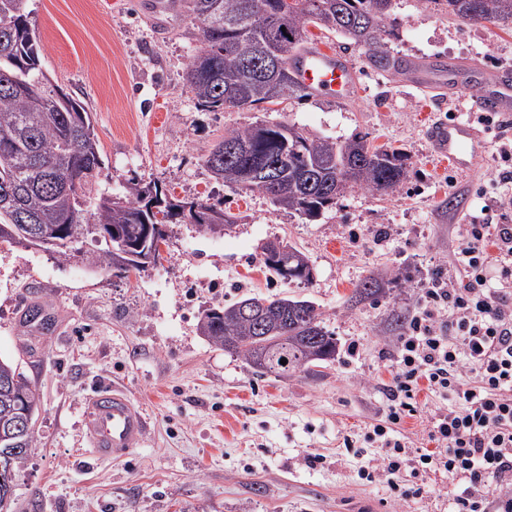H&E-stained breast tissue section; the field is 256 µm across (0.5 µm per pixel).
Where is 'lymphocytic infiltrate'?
Wrapping results in <instances>:
<instances>
[{
	"label": "lymphocytic infiltrate",
	"mask_w": 512,
	"mask_h": 512,
	"mask_svg": "<svg viewBox=\"0 0 512 512\" xmlns=\"http://www.w3.org/2000/svg\"><path fill=\"white\" fill-rule=\"evenodd\" d=\"M459 235L464 283L439 277L423 290L396 343L384 422L344 445L381 448L364 476L391 491L403 472L438 471L461 486L457 512H512V224H464ZM423 387L446 405L433 418L434 449L412 451L393 427L413 414Z\"/></svg>",
	"instance_id": "1"
}]
</instances>
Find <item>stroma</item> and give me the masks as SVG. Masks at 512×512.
<instances>
[{"label": "stroma", "mask_w": 512, "mask_h": 512, "mask_svg": "<svg viewBox=\"0 0 512 512\" xmlns=\"http://www.w3.org/2000/svg\"><path fill=\"white\" fill-rule=\"evenodd\" d=\"M43 62L66 93L92 115L108 185L132 178L176 199H198L234 213L224 232L166 225L163 261L120 276L77 256L0 243V357L18 365L39 392L36 448L23 467L14 512H450L458 488L447 476L404 477L410 496L393 502L387 485L360 466L378 449L347 453L344 436L383 416L381 389L392 380L389 355L404 335L418 291L436 270H451L459 222L512 223L501 205L512 186V117L485 122L486 147L469 174L432 153L427 127L454 117L477 120V94L441 100L409 96L398 76L374 70L365 48L310 28L312 42L346 53L362 73L350 99L288 95L267 109L207 111L184 87L201 46L193 16L169 13L158 30L149 0H32ZM392 54L423 63L469 61L512 69V29L450 18L436 0H393L386 21ZM283 122L344 141L400 148L408 175L381 196L355 189L311 220L275 207L260 193L224 185L204 164L224 130ZM287 241L309 257L311 284L286 283L260 261L263 246ZM386 280L383 297L356 300L369 274ZM310 300L334 333V361L285 378L254 374L246 361L197 329L203 310L249 296ZM55 317L42 334L25 327L28 305ZM115 385L149 419L143 444L122 461L88 457L82 413L93 391ZM440 397L420 393L398 435L427 447ZM315 464H308V457Z\"/></svg>", "instance_id": "obj_1"}]
</instances>
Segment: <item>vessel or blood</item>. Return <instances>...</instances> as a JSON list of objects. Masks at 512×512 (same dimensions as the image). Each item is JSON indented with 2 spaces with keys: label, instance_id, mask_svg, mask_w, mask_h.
<instances>
[{
  "label": "vessel or blood",
  "instance_id": "1",
  "mask_svg": "<svg viewBox=\"0 0 512 512\" xmlns=\"http://www.w3.org/2000/svg\"><path fill=\"white\" fill-rule=\"evenodd\" d=\"M298 85L306 92L344 100L353 96L358 84L356 66L344 56L309 48L290 62ZM410 85L423 90L474 86L478 89L476 109L502 117L512 116V70L481 69L455 64L440 67L431 63L416 68ZM428 139L435 155L456 169L469 173L483 134L470 121L454 119L431 124ZM84 426L91 456L99 461L119 459L139 446L148 431L146 415L121 389L105 386L87 401Z\"/></svg>",
  "mask_w": 512,
  "mask_h": 512
}]
</instances>
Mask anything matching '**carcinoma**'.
<instances>
[{
    "label": "carcinoma",
    "instance_id": "carcinoma-1",
    "mask_svg": "<svg viewBox=\"0 0 512 512\" xmlns=\"http://www.w3.org/2000/svg\"><path fill=\"white\" fill-rule=\"evenodd\" d=\"M31 0H0V242L13 243L8 229L25 214L32 224L67 225L76 241L112 228V247L85 258L88 266L115 268L112 248L118 242L141 245L145 225L154 223L144 203L151 194L170 206L155 184L130 179L123 194L107 204L86 202L104 168L90 113L53 84L42 63L41 47L31 18ZM186 0L201 32L203 47L189 64L186 87L209 111L254 109L270 102L272 93L300 91L290 68L259 76L254 51L279 55L287 62L305 48L308 26L334 31L367 48L374 68L396 67L383 42L393 0ZM448 14L468 22L512 24V0H442ZM279 165L274 186L261 171ZM205 165L224 184L245 193L258 192L273 205L309 220L319 216L352 189L379 194L397 192L407 179V157L398 149L369 145L367 136L343 143L318 138L283 123H257L224 131ZM176 215L186 224L212 230L207 214L223 224L237 216L200 200ZM263 266L280 279L309 284L313 267L307 255L284 243V252L261 253ZM383 279L369 275L355 288L360 298L383 293ZM257 300L265 303L262 318L243 311ZM198 330L211 343L236 354L261 375L286 377L336 358L337 341L322 313L309 300L295 297H249L201 313ZM287 364H281V360ZM37 390L18 367L0 358V429L14 425L20 412L36 410ZM6 443L17 452L9 461L11 490L0 485V512H13L18 475L36 448L34 433L15 435Z\"/></svg>",
    "mask_w": 512,
    "mask_h": 512
}]
</instances>
